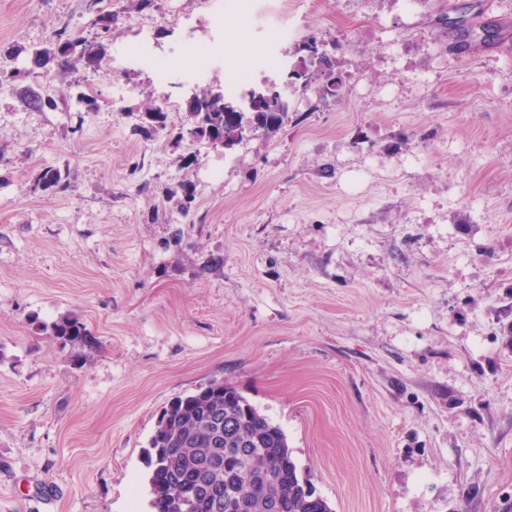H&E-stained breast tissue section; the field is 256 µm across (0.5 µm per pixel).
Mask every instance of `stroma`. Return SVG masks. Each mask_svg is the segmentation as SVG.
I'll return each instance as SVG.
<instances>
[{"instance_id": "stroma-1", "label": "stroma", "mask_w": 512, "mask_h": 512, "mask_svg": "<svg viewBox=\"0 0 512 512\" xmlns=\"http://www.w3.org/2000/svg\"><path fill=\"white\" fill-rule=\"evenodd\" d=\"M296 2L307 96L203 154L187 106L223 71L158 123L154 75L112 71L145 25L209 48L203 0H179L189 28L113 0L95 71L31 56L95 38L87 0H0V512H151L160 414L215 379L333 512H512V0ZM475 3L478 48L448 24ZM224 27L254 62L273 31ZM64 315L100 341L86 361L42 330Z\"/></svg>"}]
</instances>
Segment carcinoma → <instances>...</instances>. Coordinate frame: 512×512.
<instances>
[{
  "label": "carcinoma",
  "mask_w": 512,
  "mask_h": 512,
  "mask_svg": "<svg viewBox=\"0 0 512 512\" xmlns=\"http://www.w3.org/2000/svg\"><path fill=\"white\" fill-rule=\"evenodd\" d=\"M79 50L86 66L97 68L102 44L71 33L61 47ZM284 112H255L253 124L271 129ZM245 114L224 110V95L205 94L190 104L187 134L212 146L230 138ZM43 331L78 355L98 348L97 337L79 318L66 315ZM154 512H333L323 497L306 489L283 429L232 385L214 380L175 397L163 410L148 450Z\"/></svg>",
  "instance_id": "carcinoma-1"
}]
</instances>
